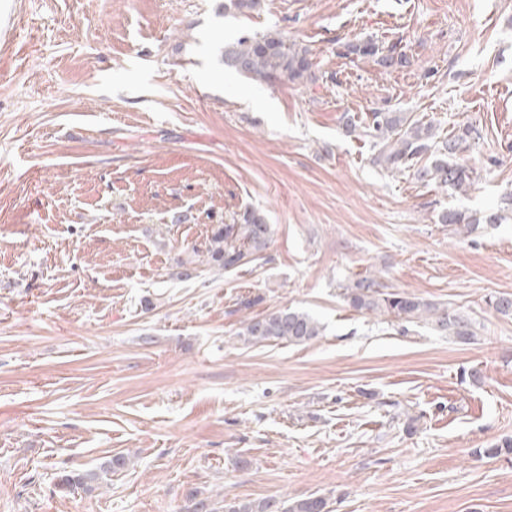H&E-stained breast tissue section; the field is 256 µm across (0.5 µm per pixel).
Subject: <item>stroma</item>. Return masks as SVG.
I'll return each mask as SVG.
<instances>
[{
	"label": "stroma",
	"instance_id": "35a3bbf8",
	"mask_svg": "<svg viewBox=\"0 0 512 512\" xmlns=\"http://www.w3.org/2000/svg\"><path fill=\"white\" fill-rule=\"evenodd\" d=\"M9 0L0 35V512H183L317 495L331 512H512V0ZM278 32L318 80L224 71V42ZM400 41L410 64L339 55ZM480 131L467 191L373 164L344 114ZM260 210L265 259L181 263L211 225ZM446 210L480 219L459 235ZM181 223H174V216ZM468 315L462 344L362 315L340 285ZM324 325L244 343L238 303ZM479 371L471 379L470 371ZM128 466L92 490L64 470ZM127 466L126 455H115L108 459L100 469L101 473L95 471H63L57 477L55 487L58 492H71L74 489H91L92 484L98 481L102 474L107 475L112 471H118Z\"/></svg>",
	"mask_w": 512,
	"mask_h": 512
}]
</instances>
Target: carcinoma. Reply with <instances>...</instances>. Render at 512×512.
<instances>
[{"label": "carcinoma", "instance_id": "cac0c4a2", "mask_svg": "<svg viewBox=\"0 0 512 512\" xmlns=\"http://www.w3.org/2000/svg\"><path fill=\"white\" fill-rule=\"evenodd\" d=\"M262 0H224V10L250 15L261 9ZM344 55L374 58L384 67L404 66L405 53L396 43L387 45L373 40L344 45ZM225 69L267 86L283 79L306 84L314 79V63L309 51L279 35L240 36L221 50ZM348 134L368 139L375 150L374 162L392 173H411L423 184L433 183L440 188L451 187L464 191L470 185L468 169L457 161L476 137L477 129L463 125L446 136H441L430 122L414 120L406 112L374 110L363 118L346 117ZM442 224L455 225L469 236L478 229L477 219L459 211H444L439 215ZM274 236V225L254 209L239 214L235 224H214L204 251L192 249V255L183 263L180 276L193 278L198 258L223 271H234L264 258ZM343 300L354 310L373 317H387L401 323H423L453 340L469 344L475 338L472 320L439 303L390 288L376 275H365L352 280L342 288ZM490 305L500 315L512 317V296L498 294L489 298ZM323 326L312 314L291 307L262 316L248 317L240 333L243 341L262 344L270 341L292 345L308 343L321 335ZM127 466L123 454L108 459L100 471H63L57 476L55 487L59 492L78 488L90 489L92 484L113 471ZM225 512H330L328 502L321 496H308L292 501L282 509L273 500L230 502Z\"/></svg>", "mask_w": 512, "mask_h": 512}]
</instances>
